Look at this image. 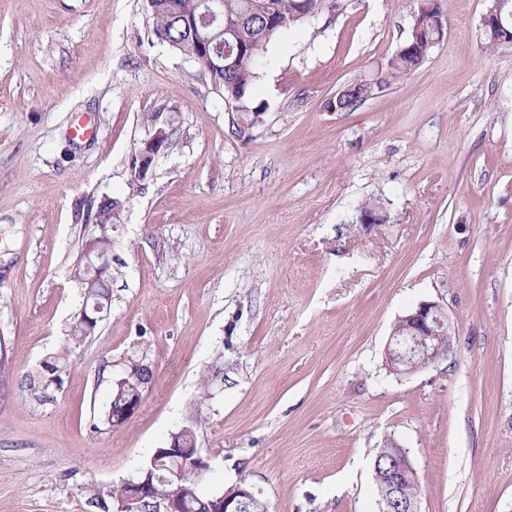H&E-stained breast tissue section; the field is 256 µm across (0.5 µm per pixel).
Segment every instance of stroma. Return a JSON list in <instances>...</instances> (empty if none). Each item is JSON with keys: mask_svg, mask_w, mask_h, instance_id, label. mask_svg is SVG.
Returning <instances> with one entry per match:
<instances>
[{"mask_svg": "<svg viewBox=\"0 0 512 512\" xmlns=\"http://www.w3.org/2000/svg\"><path fill=\"white\" fill-rule=\"evenodd\" d=\"M439 4L426 62L349 112L326 105L377 78L419 0H340L283 29L244 128L146 0H0V512H98L143 443L185 428L205 490L244 479L271 512H378L391 445L420 512H512V44L487 48V0ZM82 117L96 133L77 140ZM158 126L172 143L133 183ZM106 196L111 308L47 387L82 307L77 210ZM423 301L452 351L387 373ZM133 362L152 380L115 429ZM125 378H120L115 383L117 384V387L119 390L121 389L122 385L125 382ZM151 381V372L148 370L141 372L137 378H129L124 386V389H122L121 392H118L117 396V390L116 387L113 391V397L110 403L109 410L107 412V421L110 425H112V428H119L122 426L139 408V406L142 403L141 399H137V394L143 393L147 385ZM137 399L135 404L131 409H128L127 411L123 412L125 405L128 403V401L131 399ZM121 415L116 416L114 419L112 418V414L121 413Z\"/></svg>", "mask_w": 512, "mask_h": 512, "instance_id": "obj_1", "label": "stroma"}]
</instances>
